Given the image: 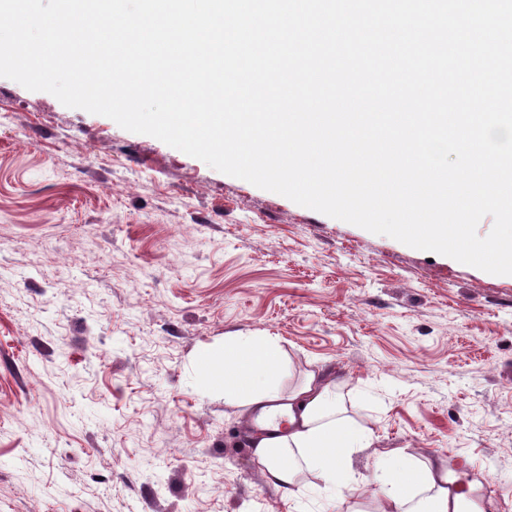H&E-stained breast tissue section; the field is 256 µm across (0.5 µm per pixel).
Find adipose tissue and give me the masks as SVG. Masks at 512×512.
Instances as JSON below:
<instances>
[{"label": "adipose tissue", "instance_id": "ef3b65f1", "mask_svg": "<svg viewBox=\"0 0 512 512\" xmlns=\"http://www.w3.org/2000/svg\"><path fill=\"white\" fill-rule=\"evenodd\" d=\"M281 363L279 346L260 336L225 338L223 350L201 357L206 386L267 416V432L252 434L249 443L266 482L284 498H298L307 474L327 489H353L352 458L370 448L384 466L377 512H498L493 497L480 495V482L461 487L445 459L376 447L370 427L343 418L341 381L332 372L307 371L298 386L281 391ZM470 490L478 499L467 498Z\"/></svg>", "mask_w": 512, "mask_h": 512}]
</instances>
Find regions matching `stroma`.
Returning <instances> with one entry per match:
<instances>
[{
    "label": "stroma",
    "mask_w": 512,
    "mask_h": 512,
    "mask_svg": "<svg viewBox=\"0 0 512 512\" xmlns=\"http://www.w3.org/2000/svg\"><path fill=\"white\" fill-rule=\"evenodd\" d=\"M228 336L335 369L379 448L440 454L512 512V275L299 206L0 78V512H374L295 506L250 421L205 387Z\"/></svg>",
    "instance_id": "35a3bbf8"
}]
</instances>
